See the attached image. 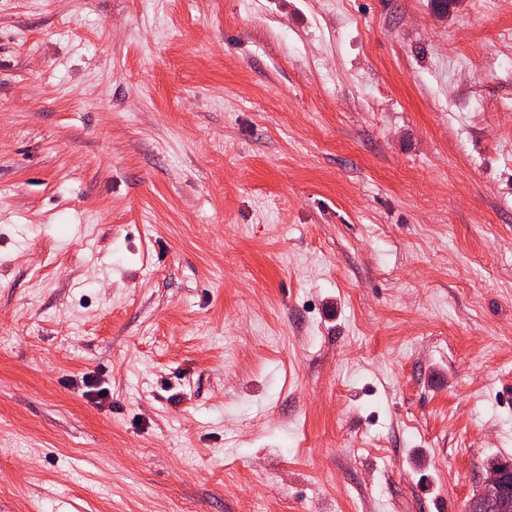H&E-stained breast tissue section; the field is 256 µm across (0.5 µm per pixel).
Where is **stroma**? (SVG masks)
Wrapping results in <instances>:
<instances>
[{
    "mask_svg": "<svg viewBox=\"0 0 512 512\" xmlns=\"http://www.w3.org/2000/svg\"><path fill=\"white\" fill-rule=\"evenodd\" d=\"M512 458V0H0V512H464Z\"/></svg>",
    "mask_w": 512,
    "mask_h": 512,
    "instance_id": "obj_1",
    "label": "stroma"
}]
</instances>
